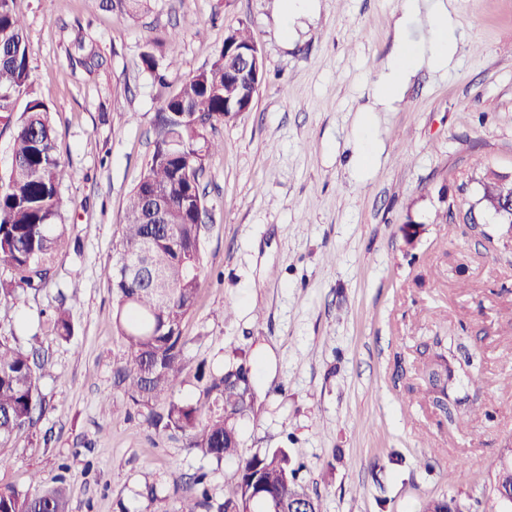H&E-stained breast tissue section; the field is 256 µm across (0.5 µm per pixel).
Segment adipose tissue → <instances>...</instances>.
I'll return each instance as SVG.
<instances>
[{"label":"adipose tissue","mask_w":512,"mask_h":512,"mask_svg":"<svg viewBox=\"0 0 512 512\" xmlns=\"http://www.w3.org/2000/svg\"><path fill=\"white\" fill-rule=\"evenodd\" d=\"M427 16L430 28L420 46L398 43L372 82L373 111H391L411 77L421 69L447 71L456 50V25L449 0H400L399 23Z\"/></svg>","instance_id":"adipose-tissue-1"}]
</instances>
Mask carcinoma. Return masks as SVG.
Masks as SVG:
<instances>
[{
    "label": "carcinoma",
    "mask_w": 512,
    "mask_h": 512,
    "mask_svg": "<svg viewBox=\"0 0 512 512\" xmlns=\"http://www.w3.org/2000/svg\"><path fill=\"white\" fill-rule=\"evenodd\" d=\"M163 45L155 39L142 54L147 70H157L161 58L167 59L168 68L177 64L174 56L162 54ZM248 45L256 41L246 27L224 40L227 52ZM236 81V75L216 61L164 100L154 120V151L127 199L120 225L119 275L112 280L114 324L125 347L116 387L147 410L151 425L182 433L196 453L218 461L241 457L240 422L253 407L252 377L242 364L216 373L201 367L199 380L205 384L197 401L175 399L173 388L186 366L188 338L182 324L195 306L204 277L202 241L208 227L200 223L205 208L200 177L205 160L221 148L209 131L234 112L251 111L255 102L246 94L224 105V89ZM29 86L24 22L14 0H0V122L15 124L11 166L0 184V272L7 274L0 278V300L19 288L44 287L53 258L65 243L61 217L66 201L60 186L66 170L57 153L51 109L30 96ZM24 96L25 107L15 121L17 103ZM481 186L483 202L512 198V181L486 177ZM53 325L57 336L70 339L69 309L59 307ZM433 343L444 345L447 354L427 365L424 398L435 408L448 409V423L462 429L482 406L477 396L461 389H477L481 379L471 361L456 359L453 338L436 336ZM42 367L35 354L0 336V449L47 413L37 389ZM301 468L287 449H268L242 461L237 480L217 505L204 473L193 478V493L179 494L177 479L172 490L178 512H264L268 497L278 499L286 510L289 499L307 494L298 483ZM502 489L512 490V448L500 450L483 483V496L492 504ZM453 501L452 496L430 497L422 512H453ZM68 505L69 491L61 476L53 485L31 492L0 487V512H68Z\"/></svg>",
    "instance_id": "cac0c4a2"
}]
</instances>
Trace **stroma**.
Returning a JSON list of instances; mask_svg holds the SVG:
<instances>
[{
	"instance_id": "stroma-1",
	"label": "stroma",
	"mask_w": 512,
	"mask_h": 512,
	"mask_svg": "<svg viewBox=\"0 0 512 512\" xmlns=\"http://www.w3.org/2000/svg\"><path fill=\"white\" fill-rule=\"evenodd\" d=\"M15 7L30 92L51 109L67 170L68 246L46 288L0 303V336L48 358L38 380L48 412L8 448L0 487L25 492L34 476L62 474L69 512H148V484L189 494L204 472L219 502L234 482L236 461L197 455L115 389L122 346L107 272L156 112L245 26L265 79L252 111L217 125L222 148L200 178L209 276L183 324L175 396L196 401L199 364L246 363L256 403L240 425L243 455L288 449L322 512H420L442 495L485 512L481 484L512 448V228L465 216L486 169L512 176V0H455L453 65L421 70L367 133L375 68L395 36L412 45L427 35L419 22L396 32L399 0H320L289 37L274 0H147L137 13L109 0ZM172 31L164 51L178 64L158 79L141 54ZM367 144L378 158L358 177ZM446 212L450 222L436 223ZM410 222L421 226L411 246L401 232ZM64 295L67 340L51 322ZM435 335L462 342L483 378V413L462 429L441 424L420 393Z\"/></svg>"
}]
</instances>
